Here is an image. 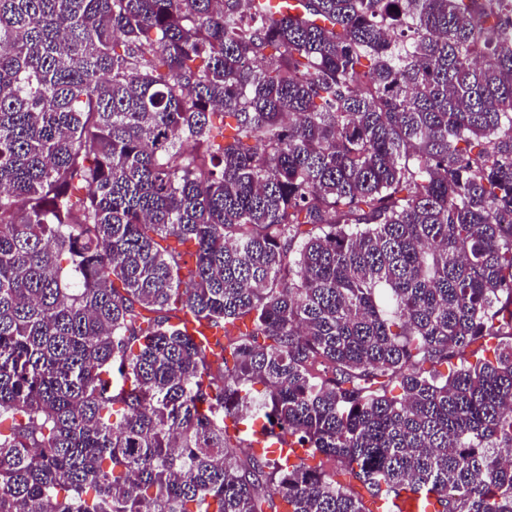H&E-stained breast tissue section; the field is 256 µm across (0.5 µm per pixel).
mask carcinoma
Wrapping results in <instances>:
<instances>
[{
  "label": "carcinoma",
  "mask_w": 512,
  "mask_h": 512,
  "mask_svg": "<svg viewBox=\"0 0 512 512\" xmlns=\"http://www.w3.org/2000/svg\"><path fill=\"white\" fill-rule=\"evenodd\" d=\"M504 448L512 0H0V512H512ZM187 321L188 330L190 333H193L195 338L199 340L201 336H199L198 332H200L208 346L213 350L215 356L213 358H217V356L221 357L222 347L224 346V329L219 327H211L206 324L197 325L192 318L188 315L185 317Z\"/></svg>",
  "instance_id": "obj_1"
}]
</instances>
